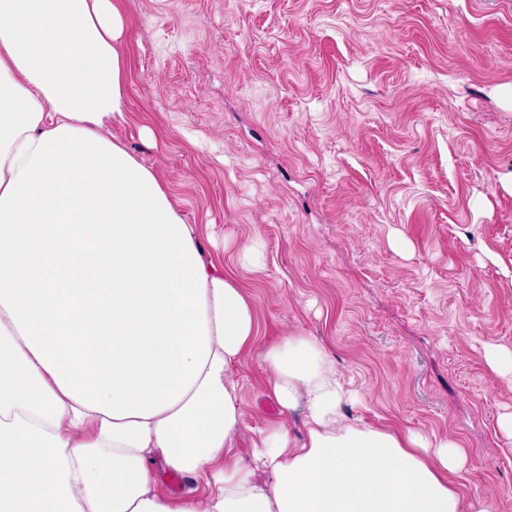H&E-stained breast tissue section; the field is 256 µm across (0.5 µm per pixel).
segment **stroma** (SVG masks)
<instances>
[{
    "label": "stroma",
    "mask_w": 512,
    "mask_h": 512,
    "mask_svg": "<svg viewBox=\"0 0 512 512\" xmlns=\"http://www.w3.org/2000/svg\"><path fill=\"white\" fill-rule=\"evenodd\" d=\"M126 112L260 344L316 336L367 404L349 417L451 439L465 498L512 512V0H125ZM263 269L236 253L253 235ZM248 453L268 423L239 365Z\"/></svg>",
    "instance_id": "obj_1"
}]
</instances>
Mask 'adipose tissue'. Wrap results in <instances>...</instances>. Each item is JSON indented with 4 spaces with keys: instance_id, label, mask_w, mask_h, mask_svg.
<instances>
[{
    "instance_id": "ef3b65f1",
    "label": "adipose tissue",
    "mask_w": 512,
    "mask_h": 512,
    "mask_svg": "<svg viewBox=\"0 0 512 512\" xmlns=\"http://www.w3.org/2000/svg\"><path fill=\"white\" fill-rule=\"evenodd\" d=\"M124 0H0V512H495L456 442L372 427L299 330L254 305L158 176L108 133L126 110ZM303 408L236 449V369ZM202 481V497L159 490Z\"/></svg>"
}]
</instances>
